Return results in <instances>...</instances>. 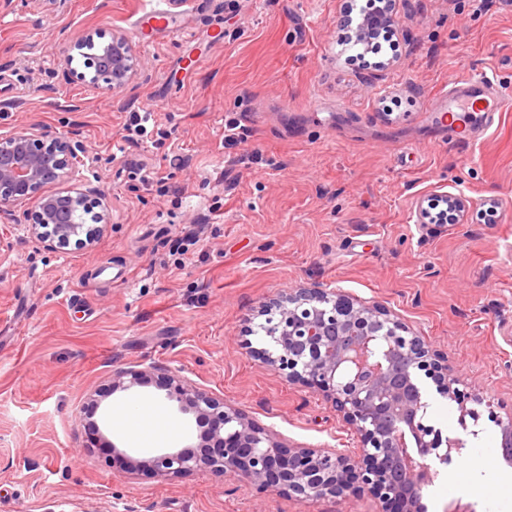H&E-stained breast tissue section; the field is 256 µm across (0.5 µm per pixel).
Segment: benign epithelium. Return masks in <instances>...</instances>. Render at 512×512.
<instances>
[{
    "instance_id": "1",
    "label": "benign epithelium",
    "mask_w": 512,
    "mask_h": 512,
    "mask_svg": "<svg viewBox=\"0 0 512 512\" xmlns=\"http://www.w3.org/2000/svg\"><path fill=\"white\" fill-rule=\"evenodd\" d=\"M396 28V0L369 14L355 31L363 40L381 28ZM97 47L93 54L84 49ZM84 58L85 69L98 89H124L136 75V54L130 39L117 32L87 34L67 49V74L83 79L72 67L73 51ZM83 148L67 134L31 125L0 138V208H24L27 232L50 249L70 244L94 246L110 223V205L98 191L79 185L61 191L48 187L80 181ZM448 223L460 224L468 200L461 194L444 196ZM90 214L93 228L76 223L73 205ZM258 324L270 347L252 353L291 382L316 388L329 399L360 441L349 455L330 448H287L256 426L224 399L171 373L161 382L155 368H123L112 375L111 393L151 385L164 391L180 413L195 423H208L197 442L185 448H165L149 466L166 477H183L202 470L234 474L261 492L285 489L304 502L323 496L368 491L382 504V512H420L429 483L425 460L441 462L461 455L462 441L443 436L427 423L428 403L423 381L438 394L456 402L460 419L476 417L465 401L477 405L484 397L471 393L461 398L448 365L423 337L391 311L376 304H356L340 290L290 288L264 303ZM501 431L500 454L512 466V411L497 418ZM93 442L112 449V457L132 467L134 457L118 447L100 428Z\"/></svg>"
}]
</instances>
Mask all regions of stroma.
<instances>
[{
	"label": "stroma",
	"mask_w": 512,
	"mask_h": 512,
	"mask_svg": "<svg viewBox=\"0 0 512 512\" xmlns=\"http://www.w3.org/2000/svg\"><path fill=\"white\" fill-rule=\"evenodd\" d=\"M149 0H0V136L38 123L86 151L84 175L109 200L93 248L30 239L22 208L0 211V512H381L372 495L297 501L235 475L180 478L146 463L125 472L89 445L101 414L146 399L194 420L150 386L110 393L114 371L155 366L223 397L293 448L360 442L321 392L287 380L252 348L258 307L300 286L378 304L447 358L484 396L478 419L425 383L426 419L465 444L452 465L428 457L425 512L456 500L512 512L498 416L512 409V112L466 145L429 108L472 74L512 91V7L488 0H397L396 56L365 66L339 52L347 0H184L173 32L142 21ZM123 32L137 75L106 96L65 76L67 44ZM391 105L384 115L382 105ZM150 109L163 144L124 146L130 113ZM235 123L237 145L223 143ZM159 169L173 193L132 179L127 159ZM470 201L463 223L421 224L416 203ZM254 335H247V328Z\"/></svg>",
	"instance_id": "obj_1"
}]
</instances>
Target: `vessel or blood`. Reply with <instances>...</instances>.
<instances>
[{
	"label": "vessel or blood",
	"instance_id": "b4317fda",
	"mask_svg": "<svg viewBox=\"0 0 512 512\" xmlns=\"http://www.w3.org/2000/svg\"><path fill=\"white\" fill-rule=\"evenodd\" d=\"M432 109L440 119H458L460 113L480 111L483 119L512 109V92L502 89L486 74H472L440 95Z\"/></svg>",
	"mask_w": 512,
	"mask_h": 512
}]
</instances>
